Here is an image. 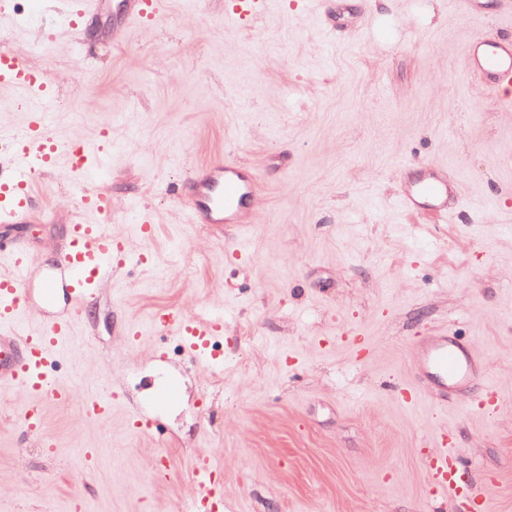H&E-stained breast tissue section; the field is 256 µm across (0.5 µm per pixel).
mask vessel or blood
Masks as SVG:
<instances>
[{
    "label": "vessel or blood",
    "mask_w": 512,
    "mask_h": 512,
    "mask_svg": "<svg viewBox=\"0 0 512 512\" xmlns=\"http://www.w3.org/2000/svg\"><path fill=\"white\" fill-rule=\"evenodd\" d=\"M119 29L127 30L156 21L162 0H116ZM506 26L503 34H480L464 46V55L481 88L494 94L501 109L512 112V0H504L497 15ZM0 88H11L42 104L54 105L57 92L44 73L7 44H0ZM80 150L79 168L87 170L105 164L101 146L63 142L45 127L42 114L31 111L23 132L12 149L0 155V224H16L28 214L36 197V179L54 169L61 159ZM400 180L403 189L397 203L409 215L448 220L456 212L458 200L453 183L423 164L405 167ZM180 200L190 224H248L261 200V181L257 170L248 169L233 157L214 160L195 169ZM79 211L104 215L112 200L98 186L83 189ZM133 253L131 244H117L102 225L76 221L69 227L68 243L53 268H40L36 256L15 245L0 250V392L19 391L33 397L21 418L27 433L43 431L42 404L68 403L74 385L49 374L55 357L70 341L76 318L85 304L105 294L112 283L113 264L118 257ZM66 297L67 316L42 321L29 331L17 323L23 314L44 310ZM155 325L173 335L183 354L191 360L216 362L215 339L224 331L223 320L201 317L187 319L180 311L158 313ZM477 357L455 336H424L417 340L413 367L434 400L467 388L476 373ZM94 420L108 418L113 410L111 390L89 394L83 405ZM441 447L426 454L424 469L435 490V500L468 494L462 455L452 444L450 433L439 435ZM193 493L189 504L193 512L208 507L222 512L224 488L220 468L208 457H199L194 470Z\"/></svg>",
    "instance_id": "obj_1"
}]
</instances>
